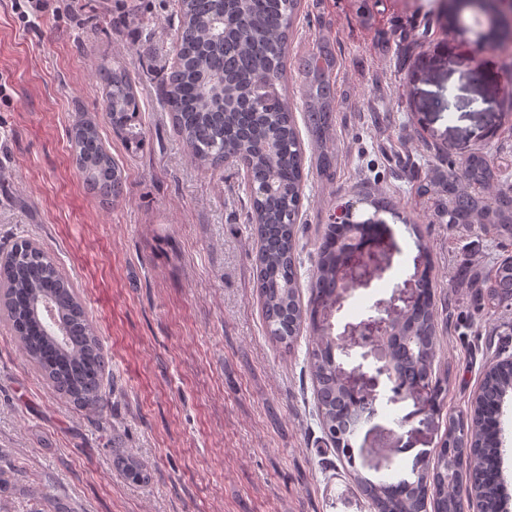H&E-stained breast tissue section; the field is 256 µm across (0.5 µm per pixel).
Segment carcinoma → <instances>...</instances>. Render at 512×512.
<instances>
[{
	"label": "carcinoma",
	"mask_w": 512,
	"mask_h": 512,
	"mask_svg": "<svg viewBox=\"0 0 512 512\" xmlns=\"http://www.w3.org/2000/svg\"><path fill=\"white\" fill-rule=\"evenodd\" d=\"M300 0H181L179 31L194 37L176 45L179 69L164 82L161 103L169 112L201 167H216L225 153L248 158L251 190L247 223L255 226L257 288L267 332L289 348L302 323L317 333L307 362L317 395L320 422L350 468L355 454L346 427L351 410L363 405L365 394L346 389L336 374V343L321 334L320 305L336 290L345 224H329L316 252L308 305L298 293L296 222L303 207L304 163L288 98L279 91L288 58V30ZM335 57L325 45L303 63L311 77L304 120L320 138H329L333 98L330 72ZM105 85V109L112 127L124 131L138 119L140 106L127 72L100 70ZM75 162L86 185L117 199L112 191L123 185L122 171L103 147L99 128L83 120L70 133ZM448 172L438 177L448 195V227H477L505 250L512 245V185L492 190L497 174L487 155L474 152L455 160L443 155ZM0 291L5 313L23 354L54 388L75 405L98 409L102 400L106 363L103 345L78 300L73 284L54 259L29 239L15 242L0 256ZM52 295L69 328V344L61 347L48 336L34 314V303ZM477 308L512 307V256L504 255L476 295ZM439 307L430 271L424 270L417 299L397 324L391 355L405 370L406 379L432 388L430 410L441 411L446 378L436 374ZM512 394V364L486 370L478 401L466 417L451 418L426 476L411 484L369 480L363 487L374 512H461L462 485L482 501L485 512H506L501 493L499 454L500 405ZM125 472L136 482L149 480L144 465L130 457Z\"/></svg>",
	"instance_id": "carcinoma-1"
}]
</instances>
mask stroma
<instances>
[{
	"mask_svg": "<svg viewBox=\"0 0 512 512\" xmlns=\"http://www.w3.org/2000/svg\"><path fill=\"white\" fill-rule=\"evenodd\" d=\"M13 3L0 0V249L34 239L54 257L109 371L102 413L78 408L0 322V512H371L360 478L426 469L487 365L512 352V310L474 306L472 285L499 251L489 236L448 228L446 199L429 185L442 151L484 153L512 181V54L449 32L441 0H301L293 20L285 86L295 114L301 62L321 45L336 58L330 174L315 134L299 130L301 298L338 207L382 226L325 325L346 377L375 397L352 437L371 453L353 470L320 425L310 328L289 349L265 332L245 169L195 166L160 105L178 0H51L73 5V17L30 26ZM114 64L140 100L137 148L105 112L98 72ZM84 118L123 171L119 201L90 191L75 164L70 130ZM425 269L446 309L434 369L447 393L432 416L393 395L378 371L383 348L363 339L374 320L406 310ZM122 452L144 464L147 484L123 475Z\"/></svg>",
	"mask_w": 512,
	"mask_h": 512,
	"instance_id": "1",
	"label": "stroma"
}]
</instances>
